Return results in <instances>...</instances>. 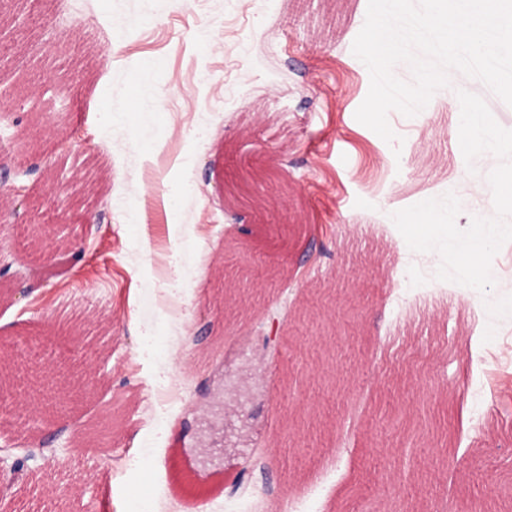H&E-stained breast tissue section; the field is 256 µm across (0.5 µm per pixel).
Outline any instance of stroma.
<instances>
[{"instance_id": "obj_1", "label": "stroma", "mask_w": 512, "mask_h": 512, "mask_svg": "<svg viewBox=\"0 0 512 512\" xmlns=\"http://www.w3.org/2000/svg\"><path fill=\"white\" fill-rule=\"evenodd\" d=\"M26 2L0 6V165L68 245L31 239L26 210L0 222V347L98 383L61 419L0 417V467L29 459L0 512H132L135 490L152 512H512V242L466 300L390 218L449 192L460 227L492 217L498 159L466 164L455 91L509 130L512 106L456 72L390 112L398 142L359 123L368 0ZM78 313L96 344L45 343Z\"/></svg>"}]
</instances>
